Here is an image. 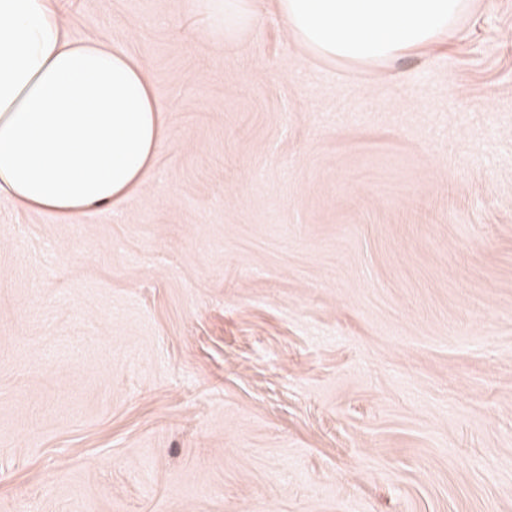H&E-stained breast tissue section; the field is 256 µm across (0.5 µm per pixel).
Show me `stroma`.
I'll return each mask as SVG.
<instances>
[{
	"label": "stroma",
	"instance_id": "35a3bbf8",
	"mask_svg": "<svg viewBox=\"0 0 512 512\" xmlns=\"http://www.w3.org/2000/svg\"><path fill=\"white\" fill-rule=\"evenodd\" d=\"M59 5L166 131L119 212L0 200V512H512V0L374 65Z\"/></svg>",
	"mask_w": 512,
	"mask_h": 512
}]
</instances>
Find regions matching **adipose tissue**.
I'll return each instance as SVG.
<instances>
[{
  "label": "adipose tissue",
  "mask_w": 512,
  "mask_h": 512,
  "mask_svg": "<svg viewBox=\"0 0 512 512\" xmlns=\"http://www.w3.org/2000/svg\"><path fill=\"white\" fill-rule=\"evenodd\" d=\"M467 0H276L300 42L371 65L449 35ZM162 107L143 65L71 38L53 0H0V198L69 219L118 207L151 172Z\"/></svg>",
  "instance_id": "1"
}]
</instances>
